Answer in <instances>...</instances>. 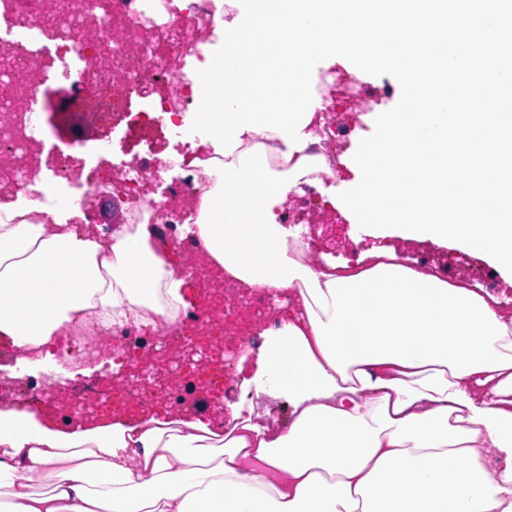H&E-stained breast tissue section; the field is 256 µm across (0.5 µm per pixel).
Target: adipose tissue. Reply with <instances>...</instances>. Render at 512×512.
I'll return each mask as SVG.
<instances>
[{
  "mask_svg": "<svg viewBox=\"0 0 512 512\" xmlns=\"http://www.w3.org/2000/svg\"><path fill=\"white\" fill-rule=\"evenodd\" d=\"M436 2L235 0L199 74V118L224 131L205 163L214 182L181 231L235 280L296 291L302 312L244 355L243 395L226 403L222 432L156 416L62 430L0 407V512H512V314L383 247L355 270L329 259L313 269L274 213L316 166L319 69L360 61L391 70L402 106L344 158V207L374 236L473 250L512 280V223L494 220L512 190L478 169L512 159V109H453L463 90L512 102V23L503 0H481L457 16V39L423 48L414 33ZM377 9L400 66L363 42ZM300 25L311 38L289 46ZM481 28L497 34L496 55L465 42ZM435 54L454 79L413 126L404 110L418 107ZM423 131L436 160L417 152ZM31 211L0 205V335L21 349L18 366L38 371L62 328L172 323L188 309L187 279L161 256L154 225H121L104 242L62 221L29 223ZM250 392L288 396L287 431L255 422ZM493 453L508 461L494 476ZM43 477L48 489H36Z\"/></svg>",
  "mask_w": 512,
  "mask_h": 512,
  "instance_id": "1",
  "label": "adipose tissue"
}]
</instances>
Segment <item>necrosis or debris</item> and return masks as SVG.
<instances>
[{"instance_id": "1", "label": "necrosis or debris", "mask_w": 512, "mask_h": 512, "mask_svg": "<svg viewBox=\"0 0 512 512\" xmlns=\"http://www.w3.org/2000/svg\"><path fill=\"white\" fill-rule=\"evenodd\" d=\"M217 0H0V23L14 32L0 42V203L37 204L30 223L50 224L57 196L78 205L86 235H94L95 200L111 192L127 206V221L164 225L172 249L166 260L192 279L195 303L175 323L131 321L103 330L90 324L55 341L57 357L81 341L90 356L107 355L120 366L74 387L43 374L12 396L18 409L46 410L68 421L183 416L192 399L210 392L223 406L235 390L231 354L257 342L295 303L226 275L180 227L194 223L201 197L212 185L204 161L215 158L216 130L187 123L198 97L191 76L203 61L219 21ZM383 90L337 73L322 95L313 125L319 140L308 152L321 157L317 181L343 171L338 99L370 106ZM100 107V126L125 133L99 139L88 164L75 118ZM175 144V153L165 152ZM124 159L113 164L114 152ZM164 192H157L160 181Z\"/></svg>"}]
</instances>
